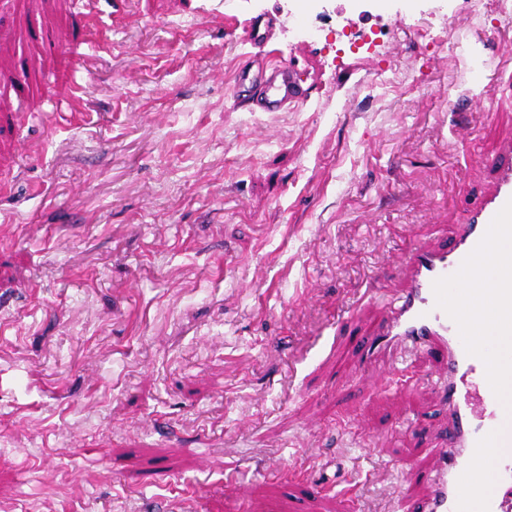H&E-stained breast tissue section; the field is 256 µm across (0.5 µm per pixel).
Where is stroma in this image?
Segmentation results:
<instances>
[{
  "instance_id": "1",
  "label": "stroma",
  "mask_w": 512,
  "mask_h": 512,
  "mask_svg": "<svg viewBox=\"0 0 512 512\" xmlns=\"http://www.w3.org/2000/svg\"><path fill=\"white\" fill-rule=\"evenodd\" d=\"M111 2L0 16V512H414L439 358L350 365L368 282L491 186L512 112L471 72L512 74V8ZM245 52L295 67L299 108L234 109Z\"/></svg>"
}]
</instances>
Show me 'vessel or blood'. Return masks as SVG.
Wrapping results in <instances>:
<instances>
[{"label": "vessel or blood", "instance_id": "1", "mask_svg": "<svg viewBox=\"0 0 512 512\" xmlns=\"http://www.w3.org/2000/svg\"><path fill=\"white\" fill-rule=\"evenodd\" d=\"M239 90L260 86L261 112L296 107L302 93L290 68L262 65L259 74L241 66ZM494 169L490 189L456 224L445 247L414 246L399 271L401 294L387 316L360 340L359 366L398 362L411 354L439 353L444 374L436 391L446 402L451 426L434 455L428 490L416 512H512V140ZM484 259L501 322L490 345L476 349L449 300H476L473 262ZM481 387L471 400L462 383ZM484 451L490 478L472 498L461 477Z\"/></svg>", "mask_w": 512, "mask_h": 512}]
</instances>
